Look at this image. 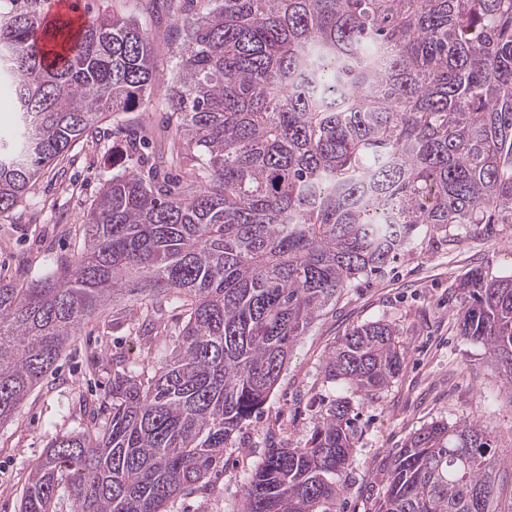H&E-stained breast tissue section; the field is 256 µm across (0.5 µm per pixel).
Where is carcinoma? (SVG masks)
<instances>
[{
    "label": "carcinoma",
    "mask_w": 512,
    "mask_h": 512,
    "mask_svg": "<svg viewBox=\"0 0 512 512\" xmlns=\"http://www.w3.org/2000/svg\"><path fill=\"white\" fill-rule=\"evenodd\" d=\"M181 25L164 94L161 178L137 144L99 190L82 251L24 286L0 280V424L86 321L139 306L154 374L112 358L101 427L56 437L21 512H168L224 467L293 348L355 282L457 224H512V0H170ZM0 17V82L19 132L0 141V214L99 123L153 95L147 19L76 30ZM461 335L512 383V278L473 274ZM182 322L162 324L169 308ZM393 323L352 326L325 379L372 397L400 372ZM349 401L301 448L272 442L242 481L241 512H335L353 462ZM500 471L477 423L434 421L394 455L374 512H498Z\"/></svg>",
    "instance_id": "cac0c4a2"
}]
</instances>
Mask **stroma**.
Instances as JSON below:
<instances>
[{
	"instance_id": "obj_1",
	"label": "stroma",
	"mask_w": 512,
	"mask_h": 512,
	"mask_svg": "<svg viewBox=\"0 0 512 512\" xmlns=\"http://www.w3.org/2000/svg\"><path fill=\"white\" fill-rule=\"evenodd\" d=\"M145 7L159 78L150 104L138 113V136L163 138L159 103L174 74L176 23L168 0H81L86 18L112 11L135 14ZM126 155L124 135L103 122L94 140L78 143L67 159L50 166L25 203L0 216V279L21 285L80 247L81 226L103 183ZM450 244H423L393 262L383 276L347 289L335 308L319 317L294 350L260 416L244 428V447L224 450V467L169 512H240L241 481L261 461L269 435L288 447L303 446L321 414L348 397L357 416L354 463L338 501L339 512H374L393 455L420 427L434 420L474 421L496 437L502 512H512V385L492 366L480 343L461 336L464 302L457 285L471 271L485 279L512 276V224L485 225L473 236L468 225L452 228ZM385 319L403 331L406 355L399 374L376 396L345 393L327 383L329 353L354 325ZM125 356L151 370L150 350L132 323L116 326L103 312L81 329L55 366L14 417L0 425V512H19L32 465L58 435L102 426L100 408L112 381V358Z\"/></svg>"
}]
</instances>
